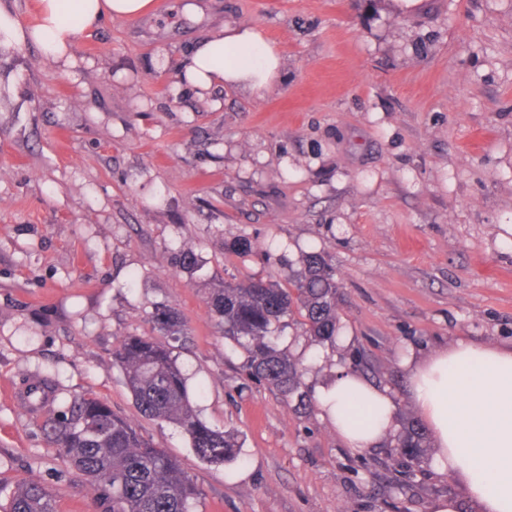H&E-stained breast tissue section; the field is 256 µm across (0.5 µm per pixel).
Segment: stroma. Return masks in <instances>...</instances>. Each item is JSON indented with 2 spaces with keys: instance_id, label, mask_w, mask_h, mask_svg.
<instances>
[{
  "instance_id": "obj_1",
  "label": "stroma",
  "mask_w": 512,
  "mask_h": 512,
  "mask_svg": "<svg viewBox=\"0 0 512 512\" xmlns=\"http://www.w3.org/2000/svg\"><path fill=\"white\" fill-rule=\"evenodd\" d=\"M186 2L79 35L65 72L0 47V503L35 480L57 512H101L15 396L48 377V409L91 392L136 419L198 486L195 512H429L460 487L433 472L434 448L411 470L389 453L418 417L404 362L461 337L512 345V0ZM216 18L280 53L263 96L222 89L215 109L175 90ZM240 237L253 253L229 250ZM183 250L195 267L176 265ZM311 251L342 303L335 343L297 315L278 338L301 402L247 379L208 300L225 281L287 285ZM158 304L188 325L173 354L235 461L201 462L180 428L140 417L112 361ZM350 369L394 397L379 447H347L316 400Z\"/></svg>"
}]
</instances>
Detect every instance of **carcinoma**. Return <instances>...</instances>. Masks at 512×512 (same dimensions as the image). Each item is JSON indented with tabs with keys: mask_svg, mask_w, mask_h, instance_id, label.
Instances as JSON below:
<instances>
[{
	"mask_svg": "<svg viewBox=\"0 0 512 512\" xmlns=\"http://www.w3.org/2000/svg\"><path fill=\"white\" fill-rule=\"evenodd\" d=\"M288 280L289 288L259 276L224 283L214 289L209 306L218 331L244 349L248 377L286 397L295 395L302 403V370L278 348L275 335L285 319L297 313L314 341H336L340 292L332 264L316 252L306 255ZM149 323L153 335L124 336L112 352L138 411L179 426L196 456L207 463L235 458L230 435L210 427L196 413L168 343L187 334L182 314L171 305H156ZM51 386L48 378L30 381L28 405L38 403ZM42 430L63 462L86 476L104 512H193L200 495L194 481L166 449L103 399L90 393L73 396L44 418ZM426 448L425 428L409 421L396 453L412 463ZM0 512L56 509L50 490L32 481L18 485Z\"/></svg>",
	"mask_w": 512,
	"mask_h": 512,
	"instance_id": "1",
	"label": "carcinoma"
}]
</instances>
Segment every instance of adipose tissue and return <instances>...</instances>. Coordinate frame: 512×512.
Returning a JSON list of instances; mask_svg holds the SVG:
<instances>
[{
	"mask_svg": "<svg viewBox=\"0 0 512 512\" xmlns=\"http://www.w3.org/2000/svg\"><path fill=\"white\" fill-rule=\"evenodd\" d=\"M155 7L154 0H38L39 21L21 40L65 70L75 64L72 49L80 33ZM281 75V56L257 29L229 24L199 40L176 67L179 87L200 95L234 88L258 96ZM410 386L416 411L435 441L434 469L455 476L463 489L459 498H435L430 512H459L464 499L479 512H512V347L457 341L413 367ZM354 392L366 420L348 410ZM316 398L337 436L353 449L379 446L393 423L388 392L353 372L337 373Z\"/></svg>",
	"mask_w": 512,
	"mask_h": 512,
	"instance_id": "1",
	"label": "adipose tissue"
}]
</instances>
